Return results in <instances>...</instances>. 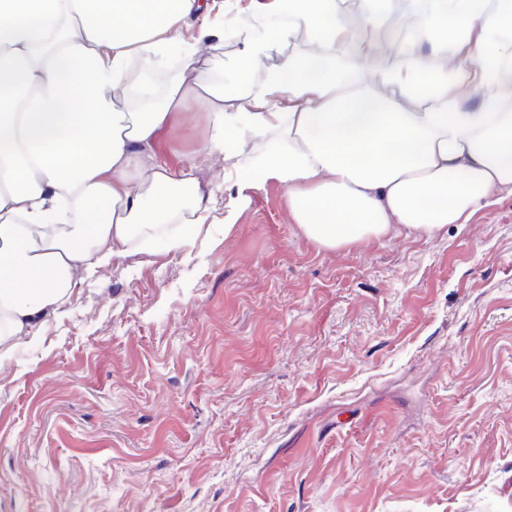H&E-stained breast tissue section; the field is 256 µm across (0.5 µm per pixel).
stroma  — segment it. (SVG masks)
<instances>
[{
	"label": "stroma",
	"mask_w": 512,
	"mask_h": 512,
	"mask_svg": "<svg viewBox=\"0 0 512 512\" xmlns=\"http://www.w3.org/2000/svg\"><path fill=\"white\" fill-rule=\"evenodd\" d=\"M208 116L193 247L132 251L0 360V512H512V195L432 238L323 249L284 188L232 230Z\"/></svg>",
	"instance_id": "obj_1"
}]
</instances>
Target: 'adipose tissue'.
Returning <instances> with one entry per match:
<instances>
[{
  "mask_svg": "<svg viewBox=\"0 0 512 512\" xmlns=\"http://www.w3.org/2000/svg\"><path fill=\"white\" fill-rule=\"evenodd\" d=\"M238 2L0 0V359L113 258L193 245L212 196L195 168L144 159L191 100L209 120L200 154L230 163L240 190L228 230L269 181L327 249L395 224L432 237L512 195V0H410L411 37L373 71L342 60L374 51L390 0H356L351 23L338 0H252L288 22L233 26L228 89L203 69L224 38L206 19ZM171 53L177 75L143 98Z\"/></svg>",
  "mask_w": 512,
  "mask_h": 512,
  "instance_id": "obj_1",
  "label": "adipose tissue"
}]
</instances>
